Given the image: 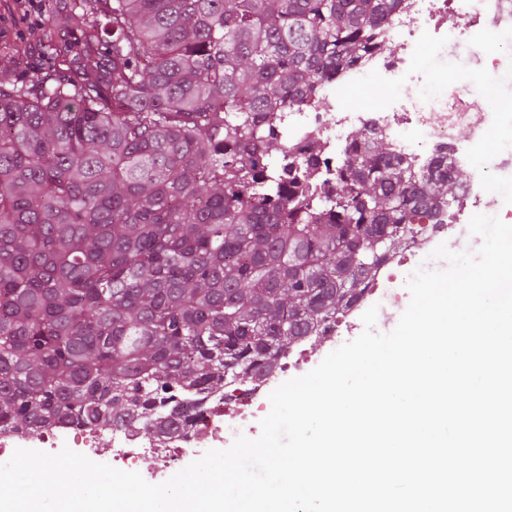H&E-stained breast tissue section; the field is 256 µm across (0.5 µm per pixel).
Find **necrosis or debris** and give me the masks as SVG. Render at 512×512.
Wrapping results in <instances>:
<instances>
[{
  "label": "necrosis or debris",
  "mask_w": 512,
  "mask_h": 512,
  "mask_svg": "<svg viewBox=\"0 0 512 512\" xmlns=\"http://www.w3.org/2000/svg\"><path fill=\"white\" fill-rule=\"evenodd\" d=\"M511 30L512 0H398L390 25L377 35L375 48L284 113L279 127L287 145L285 162L313 159L319 179L332 180L351 137L371 132L385 137L393 153L412 170H421L439 158L449 168L471 170L470 180L458 187L449 202L443 223L426 225L422 238L427 243L444 240L451 249L460 250L457 230L477 213L512 221V149H498L487 161L482 158L492 130L489 115L498 109L476 77L486 62L473 56L469 64L456 66L452 82L442 81L434 88L424 84L429 70L447 66L449 38L477 46L492 33ZM429 44L438 48L431 58L422 54ZM367 75L377 86L393 90L391 104H344V96L361 87ZM404 128L413 129L416 139L402 137ZM460 129L467 130L466 141L457 139ZM489 176L502 182L498 195L483 191V181ZM415 247V242H408L400 258L383 263L366 292L367 297L378 298L384 310L402 306L403 296L393 284L402 278L405 266L424 262ZM306 362L303 355L285 357L269 377L228 385L223 396L207 398L174 438L153 440L120 426L112 428L113 462L128 471L149 459L156 471L176 472L187 454L200 455L214 443L238 437L239 421L246 419L248 409L270 383L300 375ZM67 443L91 459L100 453L99 433L88 428L53 426L26 432L0 428V463L18 448L53 453Z\"/></svg>",
  "instance_id": "1"
}]
</instances>
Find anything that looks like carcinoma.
<instances>
[{"label": "carcinoma", "instance_id": "obj_1", "mask_svg": "<svg viewBox=\"0 0 512 512\" xmlns=\"http://www.w3.org/2000/svg\"><path fill=\"white\" fill-rule=\"evenodd\" d=\"M48 2L42 55L0 53V427L177 432L356 305L462 182L363 132L323 189L273 162L281 113L395 0Z\"/></svg>", "mask_w": 512, "mask_h": 512}]
</instances>
